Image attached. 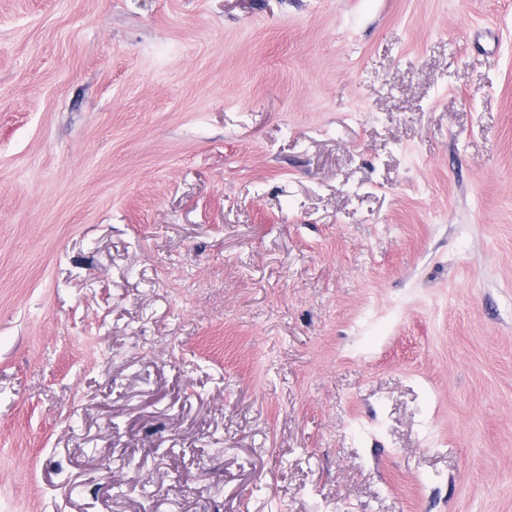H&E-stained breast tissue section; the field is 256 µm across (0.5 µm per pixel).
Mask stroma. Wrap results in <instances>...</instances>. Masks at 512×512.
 Wrapping results in <instances>:
<instances>
[{"label":"stroma","mask_w":512,"mask_h":512,"mask_svg":"<svg viewBox=\"0 0 512 512\" xmlns=\"http://www.w3.org/2000/svg\"><path fill=\"white\" fill-rule=\"evenodd\" d=\"M0 512H512V0H0Z\"/></svg>","instance_id":"1"}]
</instances>
